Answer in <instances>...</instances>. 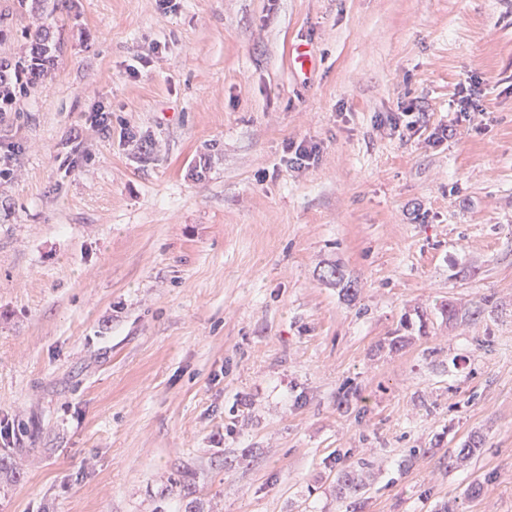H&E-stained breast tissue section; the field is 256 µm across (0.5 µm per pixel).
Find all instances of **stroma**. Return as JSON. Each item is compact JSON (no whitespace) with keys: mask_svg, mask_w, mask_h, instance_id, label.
Returning <instances> with one entry per match:
<instances>
[{"mask_svg":"<svg viewBox=\"0 0 512 512\" xmlns=\"http://www.w3.org/2000/svg\"><path fill=\"white\" fill-rule=\"evenodd\" d=\"M42 25L0 112V512H512V0H0V63ZM479 85L480 82L472 77L466 78L459 85L456 105L459 108L458 111L460 115L464 117V120H471V112H483L477 104L479 101L478 97L480 96ZM416 110L417 106L412 103L402 107V112H396V115L388 118L390 130L402 133L414 131L425 118L424 112H416Z\"/></svg>","mask_w":512,"mask_h":512,"instance_id":"obj_1","label":"stroma"}]
</instances>
